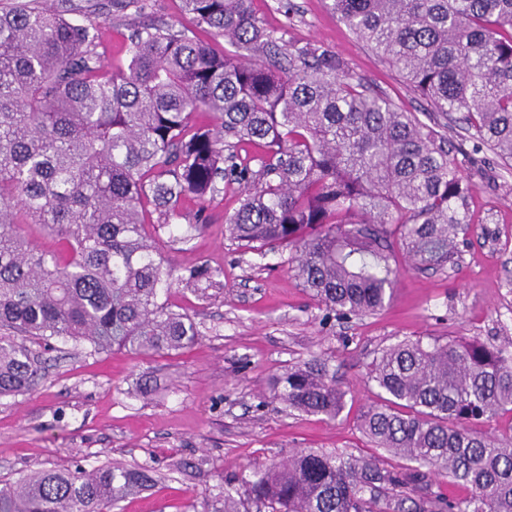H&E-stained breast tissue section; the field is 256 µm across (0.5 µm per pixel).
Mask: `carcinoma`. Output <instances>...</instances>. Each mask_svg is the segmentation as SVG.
Instances as JSON below:
<instances>
[{
    "instance_id": "obj_1",
    "label": "carcinoma",
    "mask_w": 512,
    "mask_h": 512,
    "mask_svg": "<svg viewBox=\"0 0 512 512\" xmlns=\"http://www.w3.org/2000/svg\"><path fill=\"white\" fill-rule=\"evenodd\" d=\"M252 0H182L193 33L144 21L150 0H112L140 22L125 67L102 63L100 23L45 0L0 8V397L38 373L26 342L57 338L96 354L176 351L197 340L191 316L163 300L178 281L224 288L205 263L176 269L167 247L206 228L182 201L246 182L224 233L263 255L295 250L290 271L349 319L394 293L395 249L442 269L469 223L472 188L458 148L352 76L319 43L270 30ZM356 37L436 114L460 113L467 138L512 166V0H329ZM261 141L257 169L237 147ZM157 213V221L150 220ZM62 243L46 253L21 233ZM369 378L385 394L361 417L398 467L323 449L255 466L202 512H512V435L475 431L512 412V336L380 349ZM271 398L336 419L347 391L316 357L269 383ZM448 480L469 489L452 500ZM156 483V469L102 464L40 470L0 483V512H112Z\"/></svg>"
}]
</instances>
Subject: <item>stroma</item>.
I'll list each match as a JSON object with an SVG mask.
<instances>
[{
  "instance_id": "35a3bbf8",
  "label": "stroma",
  "mask_w": 512,
  "mask_h": 512,
  "mask_svg": "<svg viewBox=\"0 0 512 512\" xmlns=\"http://www.w3.org/2000/svg\"><path fill=\"white\" fill-rule=\"evenodd\" d=\"M73 18L96 14L104 63L124 65L129 29L111 0H67ZM267 28L287 40L320 42L352 73L402 111L429 122L433 108L356 38L325 0H254ZM461 171L471 182L470 223L460 252L440 270L416 268L404 253L393 300L373 314L325 319V311L288 268L291 250L258 255L224 234L243 186L226 182L214 199H185L188 216L204 212L208 229L165 248L179 267L200 261L223 269V289L201 294L173 285L167 300L188 313L200 336L191 346L152 355L91 353L59 339L37 345L33 389L0 397V480L33 469L64 470L105 462L150 463L163 478L114 512H194L218 500L225 482L248 467L283 460L299 448L397 458L375 448L358 428L380 391L367 377L378 349L404 338L446 342L512 336V169L488 147L462 143ZM328 359L351 392L339 417L293 412L272 401L268 382L288 365Z\"/></svg>"
}]
</instances>
